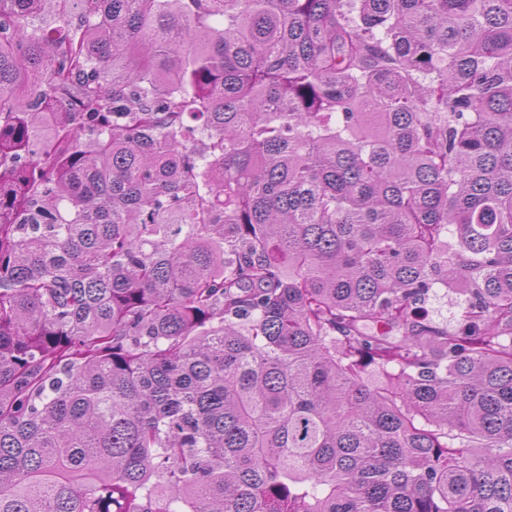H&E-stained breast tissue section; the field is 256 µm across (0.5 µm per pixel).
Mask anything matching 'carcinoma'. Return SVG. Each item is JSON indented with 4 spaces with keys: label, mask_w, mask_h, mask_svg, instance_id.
<instances>
[{
    "label": "carcinoma",
    "mask_w": 512,
    "mask_h": 512,
    "mask_svg": "<svg viewBox=\"0 0 512 512\" xmlns=\"http://www.w3.org/2000/svg\"><path fill=\"white\" fill-rule=\"evenodd\" d=\"M0 512H512V0H0ZM454 297L456 295L449 288H434L421 306L425 310V317L441 326L454 325L458 311V307L450 299Z\"/></svg>",
    "instance_id": "obj_1"
}]
</instances>
